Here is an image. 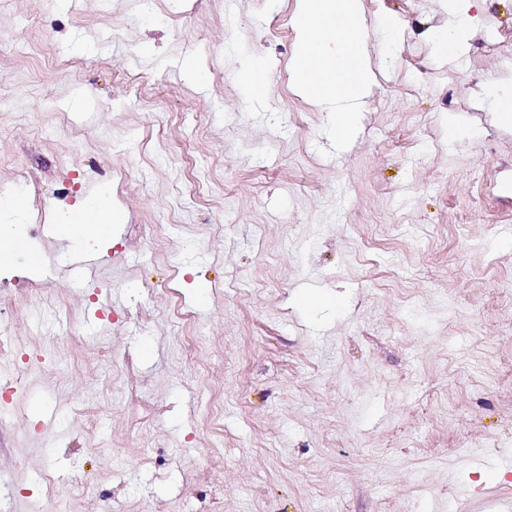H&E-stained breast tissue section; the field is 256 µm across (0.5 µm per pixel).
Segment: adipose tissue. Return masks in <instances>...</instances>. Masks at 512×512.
I'll list each match as a JSON object with an SVG mask.
<instances>
[{
    "label": "adipose tissue",
    "instance_id": "1",
    "mask_svg": "<svg viewBox=\"0 0 512 512\" xmlns=\"http://www.w3.org/2000/svg\"><path fill=\"white\" fill-rule=\"evenodd\" d=\"M475 2L451 0L448 15L452 23L435 36L436 51L442 58L453 59L467 50L473 35L469 11ZM340 26L351 28L349 39L337 36L336 29ZM297 27L303 34L297 87L314 103L335 105L336 128L341 137H348L354 131L351 116L367 96L374 79L359 23V2L301 0ZM80 210L87 214L88 224H75L68 211L58 215L57 222L64 228L62 240L85 249L109 241L116 221L110 193L103 189L96 197L85 198ZM26 213L24 197H12L0 204V269L13 265L17 255L31 252L19 230Z\"/></svg>",
    "mask_w": 512,
    "mask_h": 512
}]
</instances>
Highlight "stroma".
Instances as JSON below:
<instances>
[{
    "mask_svg": "<svg viewBox=\"0 0 512 512\" xmlns=\"http://www.w3.org/2000/svg\"><path fill=\"white\" fill-rule=\"evenodd\" d=\"M359 2L343 139L293 86L297 0H0V200L43 259L0 276V512L512 502V125L481 94L512 0L452 61L447 0ZM99 184L121 221L78 276L46 226ZM269 63L264 57H256L247 61L237 72V81L240 86L252 97H261L265 92V80L257 72L264 75Z\"/></svg>",
    "mask_w": 512,
    "mask_h": 512,
    "instance_id": "35a3bbf8",
    "label": "stroma"
}]
</instances>
